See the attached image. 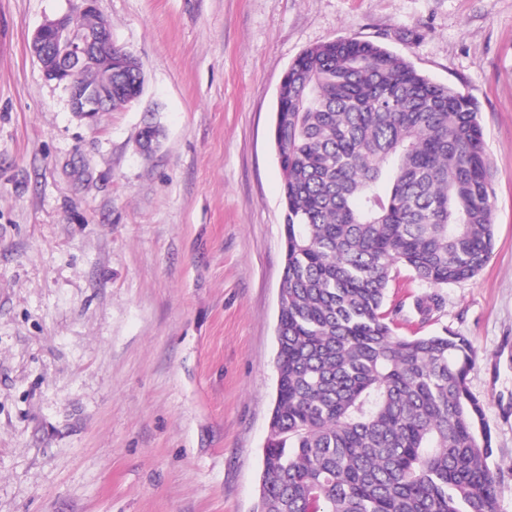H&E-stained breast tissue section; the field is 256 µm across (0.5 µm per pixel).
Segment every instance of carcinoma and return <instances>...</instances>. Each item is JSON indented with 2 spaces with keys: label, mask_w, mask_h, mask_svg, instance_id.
<instances>
[{
  "label": "carcinoma",
  "mask_w": 512,
  "mask_h": 512,
  "mask_svg": "<svg viewBox=\"0 0 512 512\" xmlns=\"http://www.w3.org/2000/svg\"><path fill=\"white\" fill-rule=\"evenodd\" d=\"M144 77L112 55V108ZM477 103L373 41L303 50L272 127L285 258L259 512H500L492 432L448 331L396 332L391 274L443 288L493 249ZM437 293L417 299L427 320Z\"/></svg>",
  "instance_id": "1"
}]
</instances>
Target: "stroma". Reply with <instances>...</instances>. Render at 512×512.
Segmentation results:
<instances>
[{"mask_svg":"<svg viewBox=\"0 0 512 512\" xmlns=\"http://www.w3.org/2000/svg\"><path fill=\"white\" fill-rule=\"evenodd\" d=\"M145 74L77 117L29 43L76 0H0V512H255L284 266L278 88L307 47L382 44L474 98L494 247L400 334L447 330L512 512V0H97ZM159 148L137 147L145 123Z\"/></svg>","mask_w":512,"mask_h":512,"instance_id":"stroma-1","label":"stroma"}]
</instances>
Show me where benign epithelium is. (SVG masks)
I'll return each instance as SVG.
<instances>
[{"instance_id":"benign-epithelium-1","label":"benign epithelium","mask_w":512,"mask_h":512,"mask_svg":"<svg viewBox=\"0 0 512 512\" xmlns=\"http://www.w3.org/2000/svg\"><path fill=\"white\" fill-rule=\"evenodd\" d=\"M80 27L66 14L45 20L33 33L31 51L46 79L68 93L71 111L91 119L112 109L111 28L101 18L96 0H77ZM96 73L93 81L84 74Z\"/></svg>"}]
</instances>
